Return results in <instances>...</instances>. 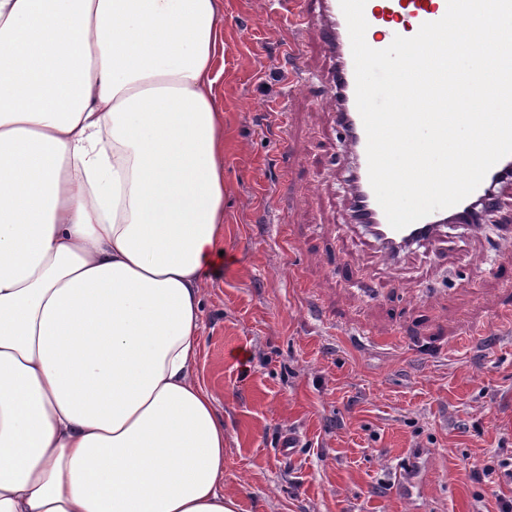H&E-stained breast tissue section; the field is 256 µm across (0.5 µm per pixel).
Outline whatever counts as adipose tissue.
<instances>
[{"label": "adipose tissue", "mask_w": 512, "mask_h": 512, "mask_svg": "<svg viewBox=\"0 0 512 512\" xmlns=\"http://www.w3.org/2000/svg\"><path fill=\"white\" fill-rule=\"evenodd\" d=\"M224 0H0V512H237L197 374Z\"/></svg>", "instance_id": "1"}]
</instances>
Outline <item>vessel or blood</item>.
Returning a JSON list of instances; mask_svg holds the SVG:
<instances>
[{"label":"vessel or blood","instance_id":"b4317fda","mask_svg":"<svg viewBox=\"0 0 512 512\" xmlns=\"http://www.w3.org/2000/svg\"><path fill=\"white\" fill-rule=\"evenodd\" d=\"M275 23L285 41V60L291 73L301 74V35L311 20L321 23V40L332 65L326 76L327 102L335 111V123L342 133L340 151L349 156L350 182L358 209L350 221L362 226L379 258L396 261L413 248H440L446 238L445 222L467 208L466 203L435 211L401 230L393 229L378 204L368 176L367 137L355 96V68L346 19L339 0H278ZM447 0H367L364 15L368 22L366 42L374 49L387 48L394 36H414L426 22L440 20ZM512 180V155L494 165L478 186L475 196H484L492 183Z\"/></svg>","mask_w":512,"mask_h":512}]
</instances>
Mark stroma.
<instances>
[{
  "label": "stroma",
  "instance_id": "obj_1",
  "mask_svg": "<svg viewBox=\"0 0 512 512\" xmlns=\"http://www.w3.org/2000/svg\"><path fill=\"white\" fill-rule=\"evenodd\" d=\"M273 0H224V261L199 377L238 512H500L512 500V185L480 235L381 264L349 228L331 65L305 33L288 82ZM295 433L298 446L281 442ZM422 481L401 495L406 465Z\"/></svg>",
  "mask_w": 512,
  "mask_h": 512
}]
</instances>
